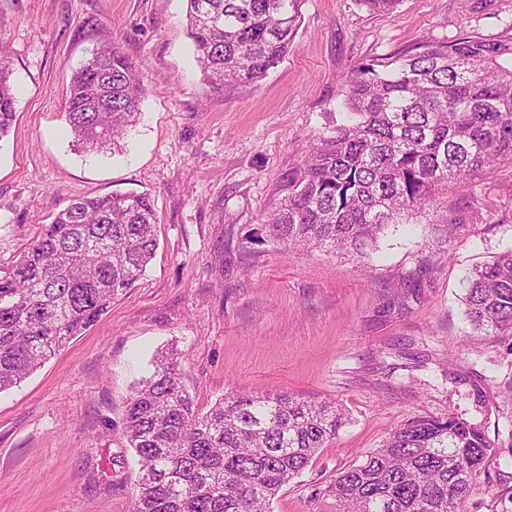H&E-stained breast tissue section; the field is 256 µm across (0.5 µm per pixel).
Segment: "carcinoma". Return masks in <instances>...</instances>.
<instances>
[{
	"label": "carcinoma",
	"instance_id": "carcinoma-1",
	"mask_svg": "<svg viewBox=\"0 0 512 512\" xmlns=\"http://www.w3.org/2000/svg\"><path fill=\"white\" fill-rule=\"evenodd\" d=\"M196 62L211 83H257L287 56L301 0H187ZM350 78L344 117L309 145L262 231L285 248L366 254L395 224L430 214L448 236L482 222L475 197L448 188L512 163V39L428 45ZM9 52L0 48V140L15 116ZM145 76L103 46L73 76L66 121L89 153L122 150ZM146 195L81 198L42 226L0 275V392L20 383L108 311L158 247ZM478 334H512V249L472 270L463 297ZM344 410L291 394L231 392L207 411L175 357L157 358L133 390L125 434L139 458L133 512H272L283 486L336 439ZM498 453L485 426L413 417L326 488L336 512H463Z\"/></svg>",
	"mask_w": 512,
	"mask_h": 512
}]
</instances>
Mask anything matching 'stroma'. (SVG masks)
<instances>
[{"instance_id": "obj_1", "label": "stroma", "mask_w": 512, "mask_h": 512, "mask_svg": "<svg viewBox=\"0 0 512 512\" xmlns=\"http://www.w3.org/2000/svg\"><path fill=\"white\" fill-rule=\"evenodd\" d=\"M512 38V0H302L285 60L254 85L214 86L194 59L186 0H0V45L19 88L0 139V271L76 198L149 195L158 249L94 325L0 393V512H132L140 465L126 403L157 358L178 356L198 405L231 391L331 399L332 445L284 486L273 512H336L325 489L406 420L456 415L499 452L465 512H512V335L477 336L466 278L512 248V164L453 186L484 220L445 241L402 224L366 257L291 250L256 231L288 193L310 142L336 121L345 79L425 43ZM121 47L147 92L122 151L92 155L67 132L73 71ZM419 284L388 308L399 282Z\"/></svg>"}]
</instances>
